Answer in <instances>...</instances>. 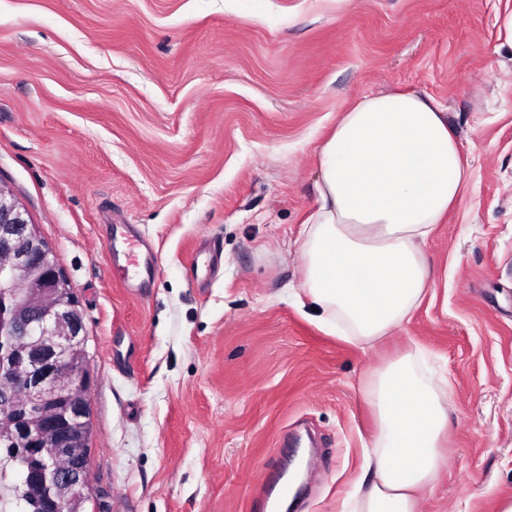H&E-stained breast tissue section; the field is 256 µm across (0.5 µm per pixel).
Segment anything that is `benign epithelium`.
<instances>
[{
	"mask_svg": "<svg viewBox=\"0 0 512 512\" xmlns=\"http://www.w3.org/2000/svg\"><path fill=\"white\" fill-rule=\"evenodd\" d=\"M0 438L35 467L18 486L40 488L46 512H85L88 352L81 311L55 257L0 183ZM24 394V416L10 409Z\"/></svg>",
	"mask_w": 512,
	"mask_h": 512,
	"instance_id": "7a95c632",
	"label": "benign epithelium"
}]
</instances>
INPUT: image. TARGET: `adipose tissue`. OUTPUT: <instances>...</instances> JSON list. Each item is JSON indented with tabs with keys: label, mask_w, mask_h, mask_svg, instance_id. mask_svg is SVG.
I'll return each mask as SVG.
<instances>
[{
	"label": "adipose tissue",
	"mask_w": 512,
	"mask_h": 512,
	"mask_svg": "<svg viewBox=\"0 0 512 512\" xmlns=\"http://www.w3.org/2000/svg\"><path fill=\"white\" fill-rule=\"evenodd\" d=\"M317 207L300 239V288L321 323L369 347L424 302L426 244L470 182L442 107L415 92L366 95L317 149ZM449 382L415 349L365 381L375 414L355 512H417L447 462Z\"/></svg>",
	"instance_id": "adipose-tissue-1"
}]
</instances>
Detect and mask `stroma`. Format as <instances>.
Listing matches in <instances>:
<instances>
[{
  "label": "stroma",
  "mask_w": 512,
  "mask_h": 512,
  "mask_svg": "<svg viewBox=\"0 0 512 512\" xmlns=\"http://www.w3.org/2000/svg\"><path fill=\"white\" fill-rule=\"evenodd\" d=\"M441 103L471 184L431 295L378 347L290 290L314 149L363 94ZM0 183L52 249L87 340L86 512H342L375 428L365 379L414 346L448 375V469L419 512L512 498V0H0ZM157 269L112 278V229ZM218 239L214 273L191 278Z\"/></svg>",
  "instance_id": "obj_1"
}]
</instances>
